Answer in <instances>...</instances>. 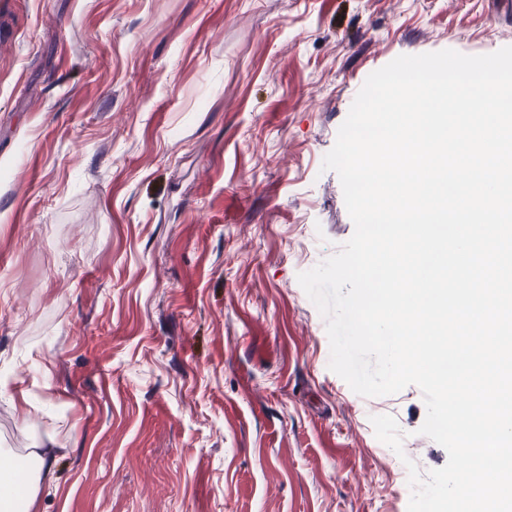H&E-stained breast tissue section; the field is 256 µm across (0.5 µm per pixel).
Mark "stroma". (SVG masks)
I'll return each mask as SVG.
<instances>
[{
	"mask_svg": "<svg viewBox=\"0 0 512 512\" xmlns=\"http://www.w3.org/2000/svg\"><path fill=\"white\" fill-rule=\"evenodd\" d=\"M512 0H0V461L36 512H407L423 394L330 370L298 282L354 233L324 156L401 55ZM49 452L48 455H45ZM53 453L48 449L40 452L37 450L32 458L37 462L36 467L30 470V478L22 484L4 482L0 477V510L2 512H32L38 500L40 489L44 481L50 482L52 470L50 460ZM5 506V509L2 507ZM9 506L13 507L11 510Z\"/></svg>",
	"mask_w": 512,
	"mask_h": 512,
	"instance_id": "35a3bbf8",
	"label": "stroma"
}]
</instances>
